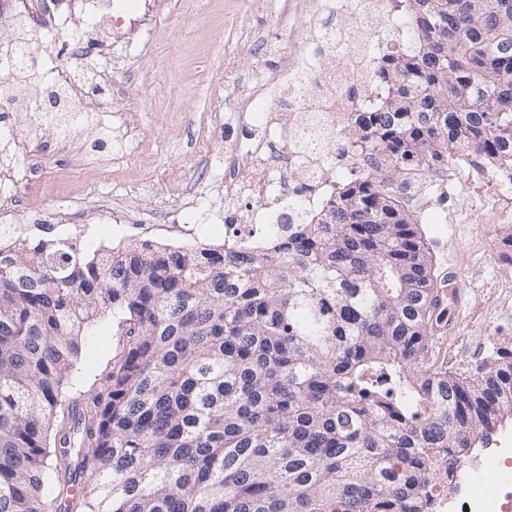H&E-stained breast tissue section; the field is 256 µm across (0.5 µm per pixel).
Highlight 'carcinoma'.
<instances>
[{"mask_svg":"<svg viewBox=\"0 0 512 512\" xmlns=\"http://www.w3.org/2000/svg\"><path fill=\"white\" fill-rule=\"evenodd\" d=\"M410 23L348 133L368 169L253 244L91 256L0 225V512H46L45 460L92 449L87 512H435L512 411V351L427 357L433 254L390 186L475 156L512 171V0H395ZM126 345L53 428L102 315Z\"/></svg>","mask_w":512,"mask_h":512,"instance_id":"obj_1","label":"carcinoma"}]
</instances>
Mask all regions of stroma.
I'll use <instances>...</instances> for the list:
<instances>
[{"label":"stroma","instance_id":"stroma-1","mask_svg":"<svg viewBox=\"0 0 512 512\" xmlns=\"http://www.w3.org/2000/svg\"><path fill=\"white\" fill-rule=\"evenodd\" d=\"M224 15L217 39L198 38L190 12L177 9L161 22V33L147 62L155 77L143 94L122 101V108L136 115L137 135L154 142L150 158L152 177L141 186H127L114 180L110 171L90 165L72 181L43 178L35 184H20L19 195L37 191L47 208L66 204L74 197L89 200L112 196L138 213L144 223L158 224L157 208L181 188L203 192L224 172L221 145L203 147L200 128L208 108L203 71L219 66L225 53L233 52L243 68L262 71L275 63L273 56L239 47L242 20L263 29L270 39L289 52L297 51L295 26L270 14L254 12L253 0H220ZM459 177L446 193L436 195L432 205L417 214L423 238L434 256L436 275L454 269L457 287L469 294L466 306L457 310L458 330L441 348L439 358L449 370L475 377L476 369L497 349L512 350V246L504 241V225L495 221L485 202L497 185L466 162H456ZM19 229L33 238L75 239L87 254L142 243L134 224H89L84 235H76L65 224L50 225L46 231L22 221ZM123 338L118 321L105 315L82 340L67 396L86 398L103 390L105 375L113 357L122 351ZM459 483L461 498L477 499L496 483L512 484V427L497 429L489 447L474 449L464 461Z\"/></svg>","mask_w":512,"mask_h":512}]
</instances>
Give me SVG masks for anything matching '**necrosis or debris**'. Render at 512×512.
Instances as JSON below:
<instances>
[{"label":"necrosis or debris","mask_w":512,"mask_h":512,"mask_svg":"<svg viewBox=\"0 0 512 512\" xmlns=\"http://www.w3.org/2000/svg\"><path fill=\"white\" fill-rule=\"evenodd\" d=\"M391 0H270L274 13L292 14L297 55H281L273 68L256 73L235 57L224 74L210 80L212 110L203 143L224 129L236 138L224 155V178L211 195L231 207L229 234L245 242L278 225L314 218L336 187V154L358 113L375 105L382 88L375 61L397 45L404 29ZM172 0H0V112H23L29 121L10 126L16 155L27 161L0 162V223L23 214H47L55 224H86L91 217L124 224L118 204L90 214L83 205L46 211L37 194L19 199L24 176L51 173L42 148L54 137L69 158L68 174L81 173L90 158L81 134L91 115L108 112L118 141L132 120L117 100L137 95L146 77L136 65L149 55L157 21ZM203 195L183 194L163 223L175 244L197 237L205 219Z\"/></svg>","instance_id":"necrosis-or-debris-1"}]
</instances>
